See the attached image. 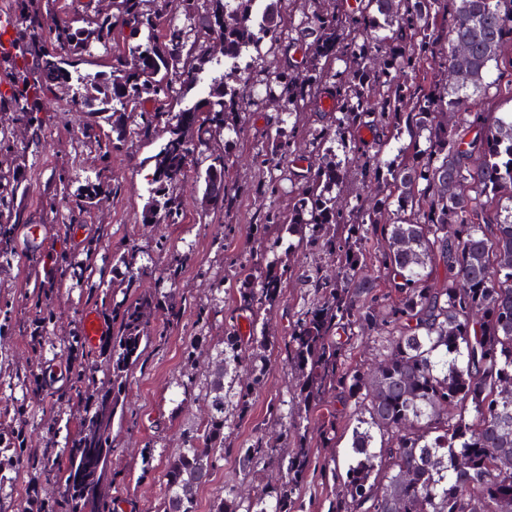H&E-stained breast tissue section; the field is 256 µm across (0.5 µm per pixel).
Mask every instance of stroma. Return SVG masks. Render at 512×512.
<instances>
[{"label": "stroma", "mask_w": 512, "mask_h": 512, "mask_svg": "<svg viewBox=\"0 0 512 512\" xmlns=\"http://www.w3.org/2000/svg\"><path fill=\"white\" fill-rule=\"evenodd\" d=\"M275 111L272 103L245 108L237 137L224 149L235 195L229 208L202 215L204 183L196 172H189L175 185L174 191L184 202L189 217L185 224L143 221L146 205L152 198L151 158L164 141L161 130H154L148 137L130 136L121 149L113 151L108 163L112 193L85 211L77 209L76 194L85 176L101 164L98 150L79 135L88 120L87 114L71 111L65 98H57L43 115L46 125L43 147L35 152L18 153L16 157L25 170L18 201L28 218L40 224L43 231L35 243L30 242L27 232H20L15 242V261L0 267V299L11 301L16 323L7 351L0 357L1 365L23 369L40 363L44 371L50 372L51 384L61 387L64 380L53 375L52 369L65 363L60 347L62 337L82 328L86 313H95L102 320L107 317L100 304L87 299L84 288L68 282L55 303L57 321L48 332L43 352L41 356H33L25 332L34 317L28 296L34 287L35 271H47L56 253L79 249L86 238L94 237L100 246L99 265L111 266L113 255L130 247L137 248L138 263H157L161 257L156 243L164 237L178 242L181 249L192 254L191 263L177 280H163L155 275L141 282L142 290H162L167 302L185 306L186 311L181 323L176 325L168 324L165 310L151 313V325L167 326V336L148 347L143 365L127 378L125 407L132 418L117 429L112 455L113 467L125 475L119 489L112 492L121 512H154L164 493L161 475L166 461L180 444V428L206 410L201 402L182 404L175 386L184 367L185 342L192 330V305L213 304L216 314L211 333L222 335L226 305L217 301L214 283L217 277L231 275L228 257H246L255 267L264 264V248L250 235V226L258 215L259 188L265 179L255 155L267 143L269 120ZM60 168L68 169L72 179L65 197L52 193L54 175ZM225 224L232 225L235 233L225 238L223 248L219 249L214 246L213 238ZM294 385L295 379L284 361L273 359L265 383L252 397L248 415L233 426V442L250 440L265 423L270 405L291 399ZM147 451L152 454L154 471L145 477L141 467ZM274 474V467L267 465L259 467L252 477H245L239 474L233 456H225L223 467L216 469L210 481L198 489L197 512H210L225 486L233 484L244 491L252 482Z\"/></svg>", "instance_id": "1"}]
</instances>
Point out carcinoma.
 <instances>
[{
	"label": "carcinoma",
	"instance_id": "obj_1",
	"mask_svg": "<svg viewBox=\"0 0 512 512\" xmlns=\"http://www.w3.org/2000/svg\"><path fill=\"white\" fill-rule=\"evenodd\" d=\"M76 22L62 15L60 0H7L13 17L0 25V110L14 113L28 144L45 141L40 113L47 99L66 92L71 110L112 111L110 142L95 126L83 127L103 163L132 134L163 129L154 156L155 195L143 221L182 224L183 203L173 187L197 168L210 211L233 200L224 152L214 144L238 132L243 105L277 103L270 150L256 154L269 172L253 237L288 255L323 254L336 261V277L318 267H299L274 255L254 268L237 260L239 287L225 313L224 335L213 342L220 367H195L199 337L185 346L191 369L175 382L186 399L208 411L179 434L181 448L167 459L165 494L157 512H197L196 492L234 455L238 469L263 464L281 472L241 496L224 487L212 512H300L303 489L314 475L331 486L327 512H512V112H469L470 90L490 100L512 98V82L492 71L512 69V0H266L260 22L256 0H181L190 35L164 21L158 0H111ZM145 35V41H137ZM280 55V67L259 80L260 93L238 83L231 62L259 38ZM102 52L112 71L82 73L76 57ZM213 64L208 95L180 112L169 108L173 86L199 79ZM152 104L146 109L145 104ZM308 112L328 123L304 128ZM368 130L372 140L361 137ZM408 141L402 142V136ZM397 154L385 158L391 142ZM346 161L331 160L332 144ZM210 150L198 168L195 150ZM307 154L302 174L281 162ZM15 143L0 137V266L16 257L19 226L28 223L16 204L24 174L13 163ZM367 187L342 204L336 190L348 172ZM295 190L288 212L275 205L283 183ZM112 192L106 168L87 178L79 205L88 209ZM166 275L176 279L192 260L169 241ZM84 258L62 251L53 270L29 296L32 353L56 321L55 299L72 277L86 284L112 317V335L94 352L79 331L63 339L74 357L63 388L54 390L34 367L14 374L23 397L0 411V442L13 448L14 470L40 472L61 483L59 499L33 497L19 506L0 467V512H113L114 498L99 492L100 473L111 488L123 481L109 469L115 420H123L122 392L147 348L166 336L147 314L164 303L160 292H141L153 265L133 268L130 254L112 259V284L94 280L98 243L89 239ZM300 284L298 309L283 344L266 331L264 316L285 297L289 280ZM122 299H117V295ZM249 314L243 333L238 314ZM377 341L375 362L353 367L345 357L355 337ZM294 373L293 399L306 416L288 420L285 403L270 418L293 428L292 447L263 432L238 447L224 430L248 410L263 383L274 350ZM107 382L98 383L95 368ZM357 426L352 460L340 471L336 458L313 461L312 444L336 447V393ZM65 405L70 416L45 417V449L28 448L34 419L30 400ZM320 412L316 424L308 414Z\"/></svg>",
	"mask_w": 512,
	"mask_h": 512
}]
</instances>
